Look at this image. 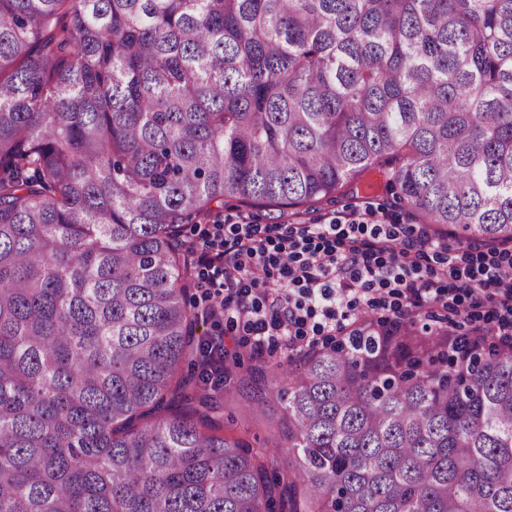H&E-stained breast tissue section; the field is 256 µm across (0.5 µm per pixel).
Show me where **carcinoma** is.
<instances>
[{"mask_svg":"<svg viewBox=\"0 0 512 512\" xmlns=\"http://www.w3.org/2000/svg\"><path fill=\"white\" fill-rule=\"evenodd\" d=\"M371 173L512 242V0H0V512H512V349L462 370L406 326L260 363L278 471L177 375L183 225Z\"/></svg>","mask_w":512,"mask_h":512,"instance_id":"carcinoma-1","label":"carcinoma"}]
</instances>
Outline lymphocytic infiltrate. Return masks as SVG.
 Returning a JSON list of instances; mask_svg holds the SVG:
<instances>
[{
	"label": "lymphocytic infiltrate",
	"mask_w": 512,
	"mask_h": 512,
	"mask_svg": "<svg viewBox=\"0 0 512 512\" xmlns=\"http://www.w3.org/2000/svg\"><path fill=\"white\" fill-rule=\"evenodd\" d=\"M188 251L207 299L201 322L242 327L256 350L301 354L350 329L360 307L382 309L385 334L411 317L449 325L481 315L458 349L512 342V250H449L427 225L373 209L307 224L216 220Z\"/></svg>",
	"instance_id": "obj_1"
}]
</instances>
